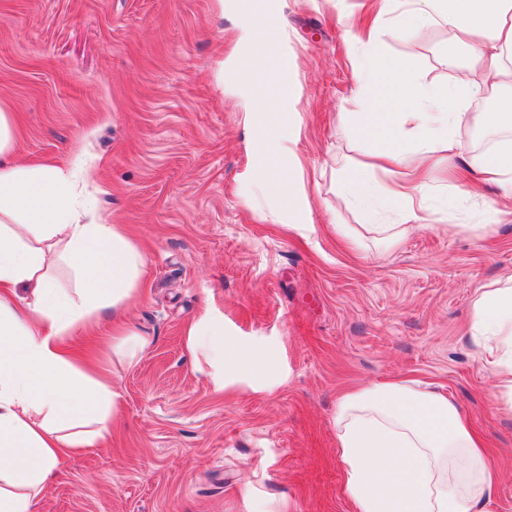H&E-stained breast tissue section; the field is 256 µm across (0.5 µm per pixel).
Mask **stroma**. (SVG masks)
Masks as SVG:
<instances>
[{"mask_svg":"<svg viewBox=\"0 0 512 512\" xmlns=\"http://www.w3.org/2000/svg\"><path fill=\"white\" fill-rule=\"evenodd\" d=\"M244 0H0V105L14 113L19 165L93 161L89 207L121 224L145 258L120 314L148 336L139 359L112 351V319L81 337L112 377L119 411L105 446L64 459L35 512H353L336 451L346 390L433 384L468 416L500 472L494 512H512V414L470 325L481 289L512 273V216L491 222L459 182L429 193L428 225L386 239L364 230L381 199L337 207L338 173L367 160L345 34L369 0H275L299 136L307 227L296 232L245 174L248 117L233 89ZM447 30L383 34L369 50L413 79L446 85ZM362 229L350 249L331 223ZM224 332L282 355L283 377L217 389L185 346L203 309Z\"/></svg>","mask_w":512,"mask_h":512,"instance_id":"stroma-1","label":"stroma"}]
</instances>
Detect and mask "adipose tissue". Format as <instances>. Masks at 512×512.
Wrapping results in <instances>:
<instances>
[{
    "mask_svg": "<svg viewBox=\"0 0 512 512\" xmlns=\"http://www.w3.org/2000/svg\"><path fill=\"white\" fill-rule=\"evenodd\" d=\"M363 36L376 42L382 29L399 38L440 24L448 30L449 69L467 62L470 79L450 85L416 82L405 65L363 55L354 80L361 105L353 133L379 144L372 161L345 175V203L380 194L393 206L404 233L424 227L426 175L440 167H468L480 182L502 191L489 203L494 214L512 208V0H380ZM243 34L250 51L241 82L250 99L248 117L262 188L302 222L303 197L290 153L280 138L295 136L287 68H274L280 37L255 41L256 14L245 4ZM494 100L483 115L469 112L475 97ZM483 120L503 135L496 149L473 155L463 126ZM17 127L0 107V512H33L38 497L59 475V463L98 447L118 411L110 379L82 367L65 339L98 325L105 311L120 310L138 290L144 259L120 225L89 220L73 184L83 171L55 165L20 166L12 154ZM409 144L416 178L377 183L378 164L397 166ZM57 257L80 278L60 288L49 270ZM473 335L482 337L486 362L512 409V285L486 289L473 303ZM191 355H204L219 384L251 387L278 381L276 348L228 336L223 318L202 314L186 331ZM336 448L345 493L355 512H489L498 475L482 440L448 396L407 382L368 385L343 395L335 413Z\"/></svg>",
    "mask_w": 512,
    "mask_h": 512,
    "instance_id": "obj_1",
    "label": "adipose tissue"
}]
</instances>
